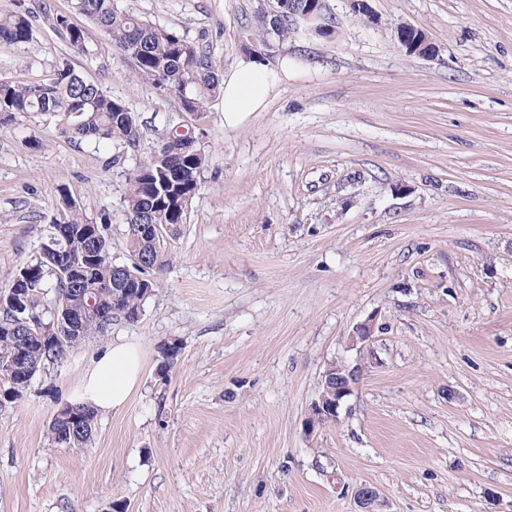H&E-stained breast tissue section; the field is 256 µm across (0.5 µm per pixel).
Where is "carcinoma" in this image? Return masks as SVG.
<instances>
[{
  "instance_id": "obj_1",
  "label": "carcinoma",
  "mask_w": 512,
  "mask_h": 512,
  "mask_svg": "<svg viewBox=\"0 0 512 512\" xmlns=\"http://www.w3.org/2000/svg\"><path fill=\"white\" fill-rule=\"evenodd\" d=\"M289 4L294 14L284 12L270 18L254 33V39L265 48L287 40L300 22L315 35L330 32L323 0H289ZM75 8L142 74L177 98L183 111L200 116L207 111L210 100L221 93L220 66L211 50L187 36L119 8L117 0H75ZM56 25L66 30L74 53H89L83 29L61 18ZM31 38L32 24L27 16L0 14L1 48L27 43ZM398 40L407 52L428 55L422 31L402 27ZM30 113L64 115L58 134L70 140L110 143L132 150L138 146L139 126L130 108L67 62L43 83L0 82V120L12 121ZM208 163L209 156L194 132L164 137L148 157L135 162L127 173L124 195L128 264L112 259L108 219L90 223L67 189L59 188V218L40 243L38 257L21 266L8 287L0 291V363L21 356L34 378L46 364L65 362L85 336L72 332L60 347L47 348L39 341L36 326L48 323L59 303L82 305L88 288L96 289L98 306L112 311L113 318L138 322L146 301L155 292L157 275L168 262L161 246L162 231L144 237L139 225L187 223L189 205L201 188V173ZM58 224L68 226L66 236L55 233ZM58 256L78 267L81 277H66L56 262ZM17 288L26 296L21 310L10 303ZM178 353L175 341L162 346L161 374L177 363ZM28 389L27 385L3 380L0 400H16ZM54 416L49 435L55 446L80 448L91 443L97 414L89 407L76 400L67 401L58 406Z\"/></svg>"
}]
</instances>
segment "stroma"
I'll list each match as a JSON object with an SVG mask.
<instances>
[{"label": "stroma", "instance_id": "obj_1", "mask_svg": "<svg viewBox=\"0 0 512 512\" xmlns=\"http://www.w3.org/2000/svg\"><path fill=\"white\" fill-rule=\"evenodd\" d=\"M325 0L319 37L297 27L266 50L297 58L241 123L214 98L198 126L210 158L169 265L136 323L113 321L21 398L0 404V512H512V0ZM210 48L230 72L254 56L261 0H119ZM32 39L0 48V81L45 82L62 62L138 118L135 158L187 118L180 103L74 0H0ZM64 17L86 28L70 51ZM432 55L407 53L400 27ZM59 117L0 122V289L36 255L66 185L111 222L129 259L128 168L113 146L57 134ZM39 139L41 147L30 144ZM368 363L337 422L305 429L330 363ZM135 342L139 386L98 414L85 448L48 439L94 355ZM181 355L160 375V347ZM375 341V324L373 320H365L356 324L349 336V345L359 350V353H366L371 359H376L373 344Z\"/></svg>", "mask_w": 512, "mask_h": 512}]
</instances>
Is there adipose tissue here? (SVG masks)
Here are the masks:
<instances>
[{
  "label": "adipose tissue",
  "instance_id": "obj_1",
  "mask_svg": "<svg viewBox=\"0 0 512 512\" xmlns=\"http://www.w3.org/2000/svg\"><path fill=\"white\" fill-rule=\"evenodd\" d=\"M292 66V59L285 56L274 65L258 57L239 62L223 79L221 96L226 125H235L248 113L262 109L271 91L287 79ZM141 373L139 344L109 345L93 358L77 399L98 413L120 411L138 386Z\"/></svg>",
  "mask_w": 512,
  "mask_h": 512
}]
</instances>
